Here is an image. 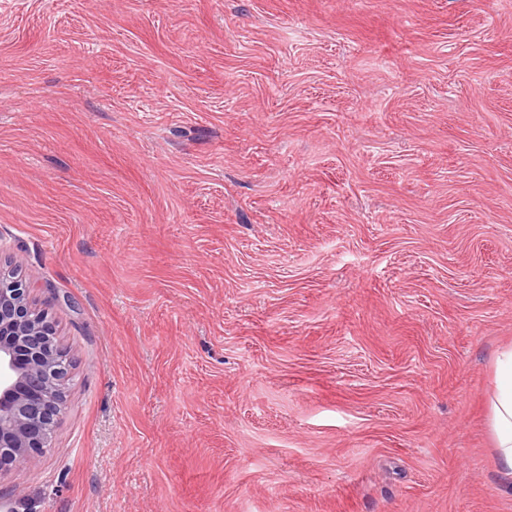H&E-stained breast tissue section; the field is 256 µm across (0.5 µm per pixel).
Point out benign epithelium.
Wrapping results in <instances>:
<instances>
[{
	"mask_svg": "<svg viewBox=\"0 0 512 512\" xmlns=\"http://www.w3.org/2000/svg\"><path fill=\"white\" fill-rule=\"evenodd\" d=\"M70 364L29 286L0 271V473L49 446L66 407Z\"/></svg>",
	"mask_w": 512,
	"mask_h": 512,
	"instance_id": "obj_1",
	"label": "benign epithelium"
}]
</instances>
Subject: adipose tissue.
<instances>
[{
  "mask_svg": "<svg viewBox=\"0 0 512 512\" xmlns=\"http://www.w3.org/2000/svg\"><path fill=\"white\" fill-rule=\"evenodd\" d=\"M491 429L501 469L512 476V348L500 352L495 360Z\"/></svg>",
  "mask_w": 512,
  "mask_h": 512,
  "instance_id": "adipose-tissue-1",
  "label": "adipose tissue"
}]
</instances>
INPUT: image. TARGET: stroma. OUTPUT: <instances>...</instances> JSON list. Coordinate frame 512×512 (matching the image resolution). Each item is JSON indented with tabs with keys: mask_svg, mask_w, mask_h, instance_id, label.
<instances>
[{
	"mask_svg": "<svg viewBox=\"0 0 512 512\" xmlns=\"http://www.w3.org/2000/svg\"><path fill=\"white\" fill-rule=\"evenodd\" d=\"M12 264L0 512H512V0H0ZM70 364L29 286L0 270V475L49 446L66 407ZM491 429L498 462L512 476V348L495 360V387L491 400Z\"/></svg>",
	"mask_w": 512,
	"mask_h": 512,
	"instance_id": "stroma-1",
	"label": "stroma"
}]
</instances>
